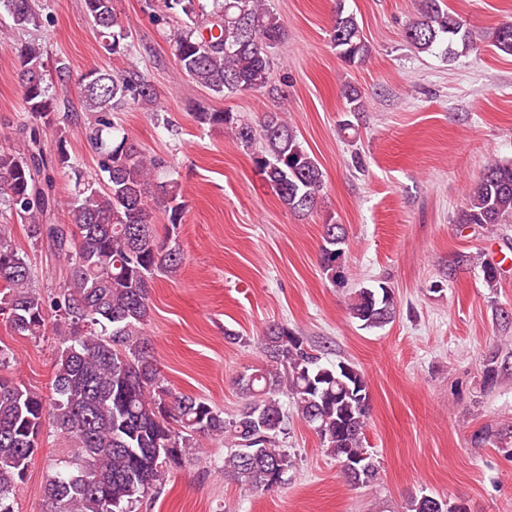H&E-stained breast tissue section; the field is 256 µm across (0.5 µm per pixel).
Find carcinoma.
<instances>
[{"label":"carcinoma","mask_w":512,"mask_h":512,"mask_svg":"<svg viewBox=\"0 0 512 512\" xmlns=\"http://www.w3.org/2000/svg\"><path fill=\"white\" fill-rule=\"evenodd\" d=\"M42 0H0V15L12 25L0 28V45L14 54L23 88L24 111L17 120L20 141L0 148V316L11 332L58 336L54 397L0 378V512H15V488L26 479L40 448L46 414L62 438L64 460L46 481L45 512H131L134 503L159 493L165 472L182 467L201 439L224 442V476L242 489L264 494L287 481L293 460L279 445L291 400L301 420L340 465L351 486L374 479L376 465L365 446L370 394L364 373L345 361L324 363L305 337L273 323L260 338L265 364L241 374L247 398L233 417L201 398L173 393L161 378L145 326L152 310L151 281L171 276L183 257L171 239L183 224L187 204L166 162L148 156L114 114L133 106L158 111L148 75L138 69L91 68L73 74L59 61L54 77L45 73L44 51L11 33L36 30L48 21ZM84 13L101 48L112 56L128 51L130 29L114 0H84ZM184 16V28L171 39L175 64L191 84L218 96L257 93L283 96L270 83L271 55L284 26L268 0H162L153 15L164 22ZM470 24L449 11L444 0H419L418 15L405 30L420 52L439 46L468 45ZM330 40L349 66L362 64L370 50L356 17L336 4ZM490 41L512 55V30L500 25ZM76 84L79 112L61 110L57 88ZM345 111H363L362 94L342 91ZM90 115L88 138L98 175L90 177L58 140L54 154L41 147V132L72 127ZM202 126L223 129L254 149L256 172L295 214L313 212L324 189L318 161L303 147L280 112H265L254 125L231 111L202 109ZM73 182L67 219L55 223V174ZM165 215L164 236L153 216L155 202ZM27 226L28 237L67 269L57 288L42 293L33 281L28 255L12 239V224ZM456 224L512 223V160L492 159L468 191ZM344 227L323 224L320 265L333 282H344ZM488 287L497 285V265L479 256ZM349 312L365 328L382 327L396 313L392 289L380 284L350 293Z\"/></svg>","instance_id":"1"}]
</instances>
